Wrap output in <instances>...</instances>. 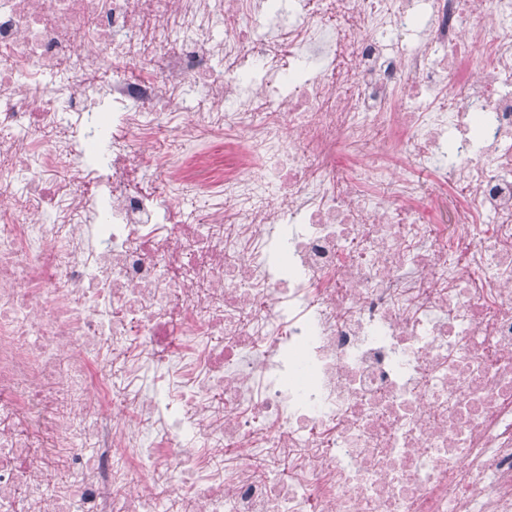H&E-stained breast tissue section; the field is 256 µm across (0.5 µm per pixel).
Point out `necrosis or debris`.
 <instances>
[{
  "mask_svg": "<svg viewBox=\"0 0 512 512\" xmlns=\"http://www.w3.org/2000/svg\"><path fill=\"white\" fill-rule=\"evenodd\" d=\"M332 6L0 0V512H512V0ZM181 211L189 221H201L207 211V201L192 191H186L181 200Z\"/></svg>",
  "mask_w": 512,
  "mask_h": 512,
  "instance_id": "necrosis-or-debris-1",
  "label": "necrosis or debris"
}]
</instances>
